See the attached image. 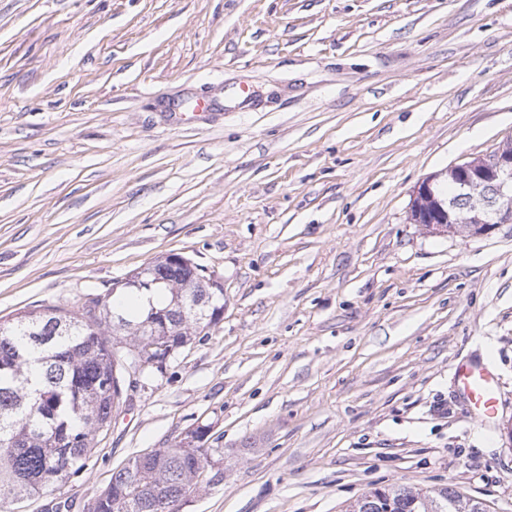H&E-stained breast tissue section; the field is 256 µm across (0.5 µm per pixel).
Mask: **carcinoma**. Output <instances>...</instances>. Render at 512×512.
<instances>
[{
  "label": "carcinoma",
  "instance_id": "1",
  "mask_svg": "<svg viewBox=\"0 0 512 512\" xmlns=\"http://www.w3.org/2000/svg\"><path fill=\"white\" fill-rule=\"evenodd\" d=\"M199 269L169 258L135 274L165 301L130 314L114 302L88 298L77 309L49 306L0 319V509L48 488H60L86 465L98 436L108 430L126 390L124 362L156 341L154 324L173 317L187 346L211 324L191 311ZM214 448L178 445L140 454L112 475L93 512H179L204 484ZM351 512H486L449 487L416 492L402 485L372 488Z\"/></svg>",
  "mask_w": 512,
  "mask_h": 512
}]
</instances>
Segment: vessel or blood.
<instances>
[{
  "label": "vessel or blood",
  "instance_id": "1",
  "mask_svg": "<svg viewBox=\"0 0 512 512\" xmlns=\"http://www.w3.org/2000/svg\"><path fill=\"white\" fill-rule=\"evenodd\" d=\"M453 380L473 419L485 422L494 418L499 407L497 377L489 364L474 359L459 361L453 367Z\"/></svg>",
  "mask_w": 512,
  "mask_h": 512
}]
</instances>
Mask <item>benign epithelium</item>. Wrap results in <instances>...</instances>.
Segmentation results:
<instances>
[{"label":"benign epithelium","mask_w":512,"mask_h":512,"mask_svg":"<svg viewBox=\"0 0 512 512\" xmlns=\"http://www.w3.org/2000/svg\"><path fill=\"white\" fill-rule=\"evenodd\" d=\"M448 177L457 184V198L442 207L435 201L437 177L422 181L413 191L412 221L431 233L446 235L465 229L470 236L485 235L501 224H512V142L493 154L448 167ZM173 351L160 360L128 356L129 381L140 382L148 368L165 369Z\"/></svg>","instance_id":"1"}]
</instances>
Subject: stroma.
<instances>
[{"mask_svg":"<svg viewBox=\"0 0 512 512\" xmlns=\"http://www.w3.org/2000/svg\"><path fill=\"white\" fill-rule=\"evenodd\" d=\"M510 139L512 0H0V317L171 253L224 288L22 512H92L200 426L223 478L181 512H346L392 484L512 512V224L410 219L423 180ZM468 358L497 375L486 425ZM453 380L473 419L486 422L494 418L499 407L497 377L489 364L474 359L461 360L453 367Z\"/></svg>","mask_w":512,"mask_h":512,"instance_id":"35a3bbf8","label":"stroma"}]
</instances>
